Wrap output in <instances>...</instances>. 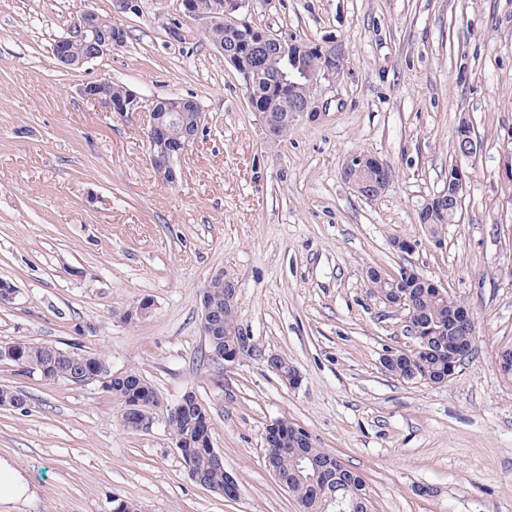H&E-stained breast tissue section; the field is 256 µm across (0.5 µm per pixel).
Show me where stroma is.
I'll list each match as a JSON object with an SVG mask.
<instances>
[{
    "label": "stroma",
    "instance_id": "obj_1",
    "mask_svg": "<svg viewBox=\"0 0 512 512\" xmlns=\"http://www.w3.org/2000/svg\"><path fill=\"white\" fill-rule=\"evenodd\" d=\"M80 3L0 0V280L17 290L0 307V346L100 356L114 375L138 372L162 405L133 429L101 382L48 384L0 362V386L27 401L0 407V458L32 492L0 512H112L116 498L141 512H301L266 465L280 420L365 476L373 512H512V383L497 366L512 347V0H244L253 25L344 57L318 91L319 121L280 138L176 0L119 16L91 0L126 43L59 65L52 45ZM99 79L136 92L142 111L83 100L80 85ZM171 95L206 115L173 186L145 135L146 109ZM463 118L478 151L461 219L437 246L419 214L448 184ZM360 153L392 171L372 199L343 178ZM398 237L416 248L400 252ZM371 267L414 270L469 305L477 349L448 382L385 372V350L416 342L404 312L370 294ZM220 270L238 283L252 344L233 363L211 360L200 320ZM272 354L297 386L270 370ZM188 392L209 412L236 500L196 483L175 445L167 413Z\"/></svg>",
    "mask_w": 512,
    "mask_h": 512
}]
</instances>
